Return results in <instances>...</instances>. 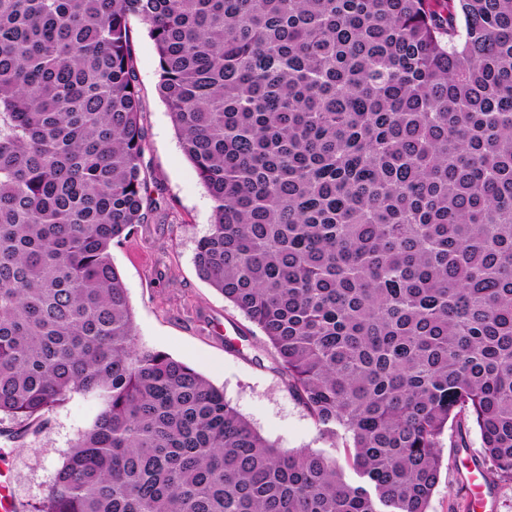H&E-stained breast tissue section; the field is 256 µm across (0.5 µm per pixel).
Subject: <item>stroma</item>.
<instances>
[{"mask_svg": "<svg viewBox=\"0 0 512 512\" xmlns=\"http://www.w3.org/2000/svg\"><path fill=\"white\" fill-rule=\"evenodd\" d=\"M136 74L145 131L143 165L158 204L145 223L113 245L132 306L137 341L181 360L223 389L225 399L265 438L284 449L324 448L314 420L289 393L272 348L260 330L198 275L196 243L212 221V202L186 159L166 106L157 94L159 62L143 25L132 21ZM98 411L77 396L23 432L0 420V448L20 504L43 497L69 446ZM442 471L429 512H467L456 476L458 460L441 443Z\"/></svg>", "mask_w": 512, "mask_h": 512, "instance_id": "stroma-1", "label": "stroma"}]
</instances>
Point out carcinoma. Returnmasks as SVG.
Returning a JSON list of instances; mask_svg holds the SVG:
<instances>
[{
	"mask_svg": "<svg viewBox=\"0 0 512 512\" xmlns=\"http://www.w3.org/2000/svg\"><path fill=\"white\" fill-rule=\"evenodd\" d=\"M133 18L213 203L198 275L344 466L136 341ZM76 394L32 512H428L471 426L512 482V0H0V415Z\"/></svg>",
	"mask_w": 512,
	"mask_h": 512,
	"instance_id": "carcinoma-1",
	"label": "carcinoma"
}]
</instances>
